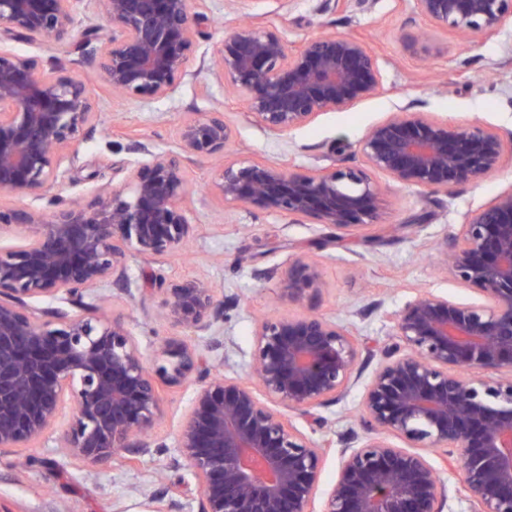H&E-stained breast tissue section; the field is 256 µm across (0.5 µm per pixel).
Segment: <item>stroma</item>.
<instances>
[{
  "instance_id": "35a3bbf8",
  "label": "stroma",
  "mask_w": 512,
  "mask_h": 512,
  "mask_svg": "<svg viewBox=\"0 0 512 512\" xmlns=\"http://www.w3.org/2000/svg\"><path fill=\"white\" fill-rule=\"evenodd\" d=\"M205 6L213 20L192 53L189 76L169 98L144 105L117 97L94 67L81 65L80 73L98 102L97 121L77 152L64 154L59 184L35 193L0 191V207L48 213L57 200L90 201L103 184L123 188L130 171L146 160L138 143L175 149L176 128L185 112L223 108L224 119L235 132L228 153L295 171L318 165L334 142L344 143L345 160L358 162L357 147L366 130L410 104L439 120L512 131V67L506 64L512 57L511 22L499 33L466 47L453 31L427 26L415 18L411 0H376L372 9L354 12L322 9L321 0H291L285 8L278 0H206ZM244 19L262 23L292 45L324 31L365 38L383 68V94L346 109L324 111L313 123L288 135L268 134L249 120L240 99L225 94L212 66L225 28ZM203 84L208 85V94L200 93ZM215 174L210 160L188 164L193 188L189 206L197 222L190 250L149 260L128 254L127 274L134 292L129 295L118 285H105L107 312L126 322L150 359L160 340L182 338L183 332L160 317L161 297L147 291L148 275L155 273L169 281L205 280L216 289L218 298L233 302L224 320L229 343L222 372L229 376L244 375L256 325L269 312L296 315L312 311L352 326L361 355L347 397L315 408V415L325 421L321 428L312 426L301 412L288 413L302 435L329 445L319 487L320 492H327L336 478L341 450L350 432L359 427L363 391L377 367L378 352L391 340L385 312L400 309L419 290L466 302L480 300L477 289L440 276L436 245L456 232L471 211L512 187V154L504 156L497 170L449 197L375 174L383 199L375 223L364 231L371 244L340 242L315 253L309 244L326 235L324 225L313 219L291 223L225 204L205 190ZM309 254L323 269L324 286L317 299L276 303V281L270 271ZM190 399L186 388L164 389L162 412L151 435L152 443L163 445V452L134 466L104 463L93 483L58 460L52 439L29 448L39 465L19 468L0 459V512H150L151 503L137 495L136 489L151 483L158 472L165 473L168 483L181 484L187 499L196 501L198 488L188 469L169 466L177 454V435Z\"/></svg>"
}]
</instances>
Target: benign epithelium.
Listing matches in <instances>:
<instances>
[{
	"label": "benign epithelium",
	"instance_id": "benign-epithelium-1",
	"mask_svg": "<svg viewBox=\"0 0 512 512\" xmlns=\"http://www.w3.org/2000/svg\"><path fill=\"white\" fill-rule=\"evenodd\" d=\"M109 35L96 25L68 42L73 0H0V33L47 42L98 65L125 99L169 97L187 75L190 55L211 21L204 0H95ZM426 24L465 39L498 33L512 0H413ZM214 64L224 92L240 98L250 120L282 136L323 111L344 109L384 90L368 44L323 33L294 47L251 21L224 31ZM94 96L66 62L51 67L0 49V190L27 193L59 182L60 160L95 121ZM233 138L222 112H187L177 149L187 161L216 159L210 190L226 204L352 235L374 222L381 172L446 196L496 170L512 151V132L457 125L407 106L371 126L355 164L308 173L272 162L228 158ZM148 160L128 190L102 188L87 204L47 215L0 209V232L23 228L30 242L0 246V458L30 466L22 449L46 438L74 403L58 453L78 470L111 459L162 452L152 445L160 388L187 385L192 398L177 438L175 469L198 486L197 512H310L324 449L288 421L343 400L360 354L348 327L316 314L263 318L249 378L214 374L224 363V302L200 279L150 284L164 295L165 318L195 342L167 339L161 363L147 366L134 337L99 304L87 302L112 282L132 294L124 260L183 251L196 233L181 162L142 144ZM440 273L478 289L479 302L418 293L386 314L393 342L367 384L364 436L342 449L322 512H454L437 470L421 448L457 456L467 492L464 512H512V190L474 210L442 242ZM281 298L313 302L323 287L319 262L299 258L276 268ZM34 299L60 303L50 310ZM398 439V446L393 440Z\"/></svg>",
	"mask_w": 512,
	"mask_h": 512
}]
</instances>
